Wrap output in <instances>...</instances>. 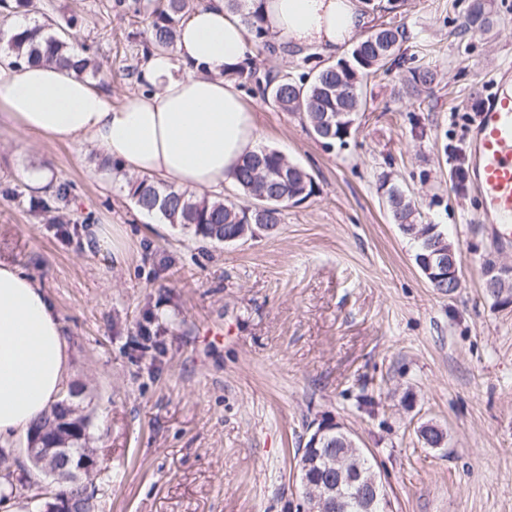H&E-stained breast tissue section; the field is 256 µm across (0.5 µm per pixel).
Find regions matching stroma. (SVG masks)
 <instances>
[{"label": "stroma", "mask_w": 512, "mask_h": 512, "mask_svg": "<svg viewBox=\"0 0 512 512\" xmlns=\"http://www.w3.org/2000/svg\"><path fill=\"white\" fill-rule=\"evenodd\" d=\"M94 46L113 106L139 91L142 15L120 0H34ZM471 0H399L406 39L369 79L346 145L327 150L299 115L241 84L262 145L305 168L316 192L280 232L224 245L140 213L96 150L0 124V262L45 291L66 332L70 402L90 417L95 512H297V448L340 422L371 458L396 512H512V306L483 290L495 245L472 187L449 179L490 78L512 65V0L459 35ZM419 67L431 87L406 89ZM68 182L64 221L33 210L27 176ZM391 177L457 252L442 295L392 224ZM112 236L95 245L93 227ZM156 332V351L141 331ZM445 435L428 448L418 428Z\"/></svg>", "instance_id": "35a3bbf8"}]
</instances>
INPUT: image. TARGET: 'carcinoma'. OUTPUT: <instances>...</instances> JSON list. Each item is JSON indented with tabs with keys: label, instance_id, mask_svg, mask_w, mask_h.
Listing matches in <instances>:
<instances>
[{
	"label": "carcinoma",
	"instance_id": "1",
	"mask_svg": "<svg viewBox=\"0 0 512 512\" xmlns=\"http://www.w3.org/2000/svg\"><path fill=\"white\" fill-rule=\"evenodd\" d=\"M204 0H150V24L143 41V54L154 52L171 53L176 46L179 23L184 15L202 5ZM263 0H227V5L241 13L255 38V46L261 51L276 52L269 39L261 4ZM32 0H0V51L6 54L9 63L17 65L32 60L56 62L72 70L76 75L96 76L98 66L90 56V46L80 42L71 32L72 21L60 23L45 17L44 23L23 30L8 24V19L29 10ZM490 11L485 0H471V4L460 23V30L473 37L489 30ZM405 38V27L393 21L383 22L356 40L344 58L327 61L312 72L309 78H296L290 73L256 77L252 64L239 66L232 76L239 80L255 81L265 101L283 112L303 115L314 139L327 149L344 145L357 127L341 130L350 118L358 119L360 100L354 86L377 74L382 68L393 65ZM129 196L136 208L147 215L156 216L166 224L191 227L204 239L222 243L250 224L266 236L278 234L283 224L288 205L299 204L315 192V182L306 170L291 162L277 149L260 147L245 155L235 173V186L239 196L231 199L224 196L198 195L187 189L169 184H157L147 177L131 178L127 181ZM383 198L392 223L398 225L403 235L416 244V254L429 253L431 239L448 249V238L437 230L433 234L418 238L408 231L414 224L416 207L412 199L388 178L382 180ZM69 185L62 183L53 194L33 201L42 212H53L67 201ZM262 201L263 208L253 203ZM88 416L78 412L71 404L59 402L44 413L33 428L44 446L59 437L67 441L73 460L81 458L88 440ZM422 444L439 448L444 443V432L432 425L428 430H419ZM325 460L313 469L312 481L324 485L336 482V468L332 460L338 455L347 457L344 470L348 480L338 489L347 504L346 512H365L366 505L358 495V472L372 468L364 450L350 446V442L331 432L322 450ZM55 492L75 503L83 505L87 484L74 482L65 473L51 480Z\"/></svg>",
	"mask_w": 512,
	"mask_h": 512
}]
</instances>
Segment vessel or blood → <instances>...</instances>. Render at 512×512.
Listing matches in <instances>:
<instances>
[{
	"mask_svg": "<svg viewBox=\"0 0 512 512\" xmlns=\"http://www.w3.org/2000/svg\"><path fill=\"white\" fill-rule=\"evenodd\" d=\"M472 183L502 247L512 246V67L497 71L470 131Z\"/></svg>",
	"mask_w": 512,
	"mask_h": 512,
	"instance_id": "1",
	"label": "vessel or blood"
}]
</instances>
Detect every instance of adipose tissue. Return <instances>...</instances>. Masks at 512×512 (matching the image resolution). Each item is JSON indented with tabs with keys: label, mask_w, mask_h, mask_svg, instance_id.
Returning <instances> with one entry per match:
<instances>
[{
	"label": "adipose tissue",
	"mask_w": 512,
	"mask_h": 512,
	"mask_svg": "<svg viewBox=\"0 0 512 512\" xmlns=\"http://www.w3.org/2000/svg\"><path fill=\"white\" fill-rule=\"evenodd\" d=\"M269 33L300 49L341 50L367 23L358 0H264ZM254 54L252 34L224 0L186 14L177 53L141 65V94L109 93L58 64L0 65V120L27 136L90 145L127 175L222 194L256 150L258 116L228 71ZM68 380L62 325L32 277L0 263V446L61 397Z\"/></svg>",
	"instance_id": "ef3b65f1"
}]
</instances>
